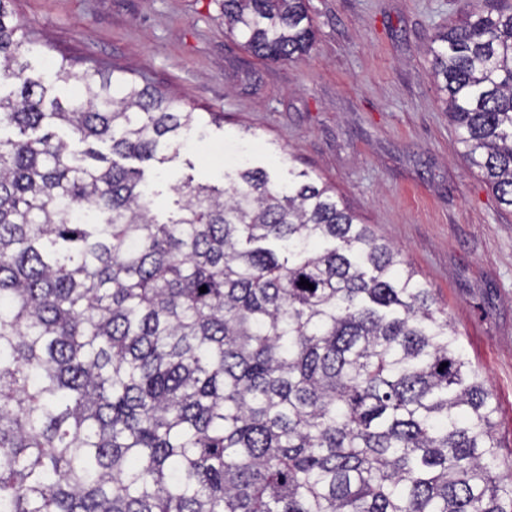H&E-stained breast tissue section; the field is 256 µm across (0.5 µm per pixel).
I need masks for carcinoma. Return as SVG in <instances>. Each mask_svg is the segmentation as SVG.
<instances>
[{
    "label": "carcinoma",
    "instance_id": "carcinoma-1",
    "mask_svg": "<svg viewBox=\"0 0 512 512\" xmlns=\"http://www.w3.org/2000/svg\"><path fill=\"white\" fill-rule=\"evenodd\" d=\"M10 2L0 512H512L493 391L399 249L329 186L244 163L170 186L158 220L116 158L163 165L220 115L45 63ZM224 26L270 60L315 39L306 0H224ZM427 51L463 158L512 207V6H471Z\"/></svg>",
    "mask_w": 512,
    "mask_h": 512
}]
</instances>
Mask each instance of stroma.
Listing matches in <instances>:
<instances>
[{"instance_id": "1", "label": "stroma", "mask_w": 512, "mask_h": 512, "mask_svg": "<svg viewBox=\"0 0 512 512\" xmlns=\"http://www.w3.org/2000/svg\"><path fill=\"white\" fill-rule=\"evenodd\" d=\"M470 0H308L317 29L301 62L260 59L224 30V0H13L46 56L92 57L182 107L220 112L163 165L143 167L169 217L171 185L223 187L238 152L283 185L335 187L447 312L497 402L512 456V209L461 155L424 46Z\"/></svg>"}]
</instances>
